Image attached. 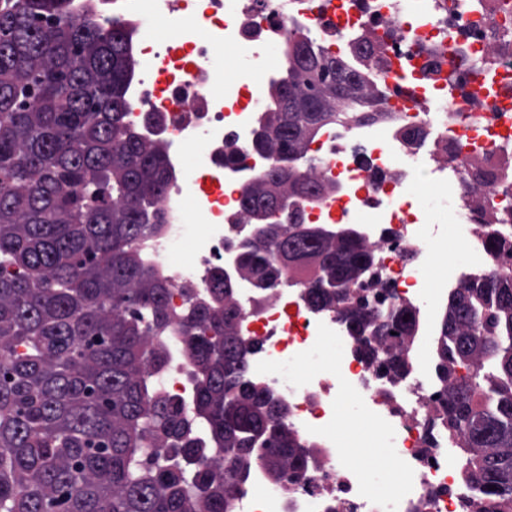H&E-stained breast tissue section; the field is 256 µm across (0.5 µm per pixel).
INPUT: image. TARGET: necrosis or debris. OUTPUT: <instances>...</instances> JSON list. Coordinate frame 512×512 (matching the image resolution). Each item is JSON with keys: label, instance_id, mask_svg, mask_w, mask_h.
I'll return each mask as SVG.
<instances>
[{"label": "necrosis or debris", "instance_id": "obj_1", "mask_svg": "<svg viewBox=\"0 0 512 512\" xmlns=\"http://www.w3.org/2000/svg\"><path fill=\"white\" fill-rule=\"evenodd\" d=\"M102 18L121 21L138 34L144 18H184L189 27L175 45L137 49L134 73L127 86L128 124L143 139L164 146L172 179L158 207L164 216L159 231L140 244L146 263L172 288L170 305H184L182 285L204 289L207 271L224 264V251L234 240L225 218L238 211L241 192L261 179L271 165L251 150L255 115L263 84L250 73L224 77L219 50L231 46L251 59L264 61L269 46L305 33L319 46L339 55L360 36H371L387 57L404 70L433 78L448 59H455L459 97L432 86L429 94L400 105V91H385L375 119L357 125H331L310 143L299 168L326 185V192L303 208L307 224H359L376 257L373 294L383 308L405 301L437 302L424 270L444 260L443 275L456 284L472 266L488 267L489 256L476 226V203H502L512 188V152L500 127L512 123V0H431L432 24L417 31L408 0H197L184 13L182 0H91ZM442 111H434V100ZM161 122L145 126V111ZM420 129L413 143L400 138L403 129ZM237 161L224 162L226 144ZM196 149L193 167L183 157ZM432 189L443 193L458 239L449 259H442L445 229L432 227L431 217L410 201L419 171ZM494 173L492 182L477 184L479 173ZM192 238L190 257L170 263L172 247ZM287 271L283 285L256 293L241 283L235 295L239 330L258 350L251 369L288 404V422L314 449L303 472L276 482L265 468L253 465L238 488L237 512H463L472 497L457 484L448 441L436 426L435 392L427 368L415 360L402 386L391 387L377 366L359 357L352 339L343 336L335 313L314 312ZM339 353L321 363L307 379L285 381L280 370L298 366L328 341ZM168 363L151 379L165 395L178 398L184 415L195 411L192 367L182 353L180 337L168 342ZM357 393L374 423L387 457L389 489L376 496L368 473L356 466L336 438L344 423L336 402Z\"/></svg>", "mask_w": 512, "mask_h": 512}]
</instances>
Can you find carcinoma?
<instances>
[{
    "label": "carcinoma",
    "instance_id": "carcinoma-1",
    "mask_svg": "<svg viewBox=\"0 0 512 512\" xmlns=\"http://www.w3.org/2000/svg\"><path fill=\"white\" fill-rule=\"evenodd\" d=\"M70 2L0 0V512H233L250 464L280 481L310 450L284 425L287 405L247 371L257 347L237 329L236 282L211 271L206 296L181 287L189 305L177 313L144 264L136 243L162 223L164 153L125 123V25L105 39L96 15ZM286 58L253 132L252 149L274 163L242 193L264 235L238 250L241 273L271 288L284 270L306 272L311 306L336 310L362 356L399 382L419 307L370 308L374 254L357 227L330 236L299 209H277L286 193L320 197L323 185L281 158L300 156L343 105L374 118L382 94L369 78L388 59L366 36L347 58L299 36ZM292 100L321 118L288 111ZM481 229L493 256L511 260L512 205L489 207ZM174 333L193 365L194 422L145 371L165 363ZM436 354L440 425L461 481L481 490L475 512H512V274L471 275L448 292ZM169 446L181 449L173 460L143 455ZM221 453L222 475L196 465Z\"/></svg>",
    "mask_w": 512,
    "mask_h": 512
}]
</instances>
